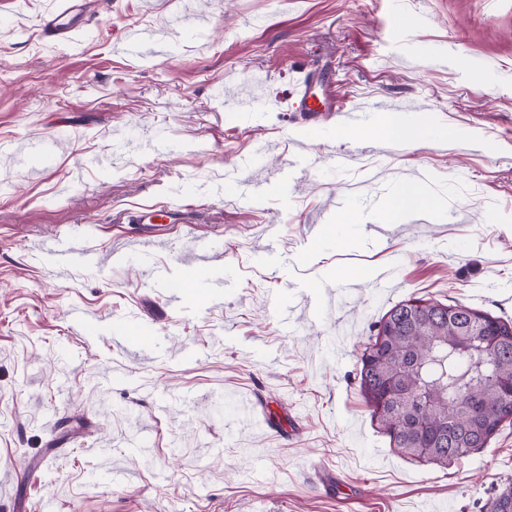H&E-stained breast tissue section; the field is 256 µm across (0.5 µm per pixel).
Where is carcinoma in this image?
<instances>
[{
    "label": "carcinoma",
    "instance_id": "carcinoma-1",
    "mask_svg": "<svg viewBox=\"0 0 512 512\" xmlns=\"http://www.w3.org/2000/svg\"><path fill=\"white\" fill-rule=\"evenodd\" d=\"M359 387L393 447L411 441L446 465L486 448L512 421V321L463 305L405 300L375 324L359 358ZM490 512H512V486Z\"/></svg>",
    "mask_w": 512,
    "mask_h": 512
}]
</instances>
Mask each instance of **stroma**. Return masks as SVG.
Wrapping results in <instances>:
<instances>
[{
  "instance_id": "stroma-1",
  "label": "stroma",
  "mask_w": 512,
  "mask_h": 512,
  "mask_svg": "<svg viewBox=\"0 0 512 512\" xmlns=\"http://www.w3.org/2000/svg\"><path fill=\"white\" fill-rule=\"evenodd\" d=\"M49 4L0 0V512H486L512 424L447 466L408 459L358 357L410 298L512 319V0H98L59 45L35 27ZM137 28L161 44L129 52ZM308 73L342 107L313 124L293 109ZM347 109L455 137L344 138ZM417 180L438 206L374 234ZM162 204L193 223H130ZM53 239L91 264L51 263Z\"/></svg>"
}]
</instances>
